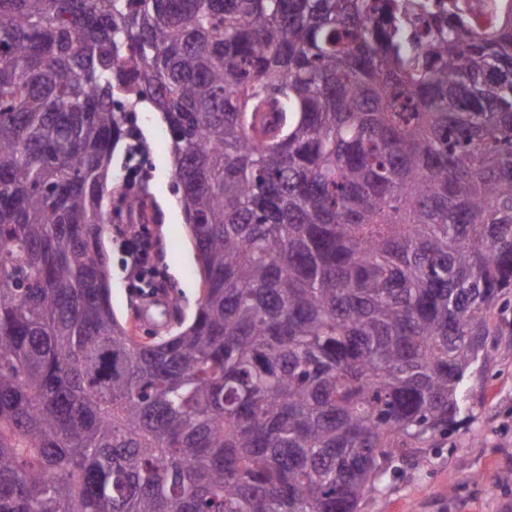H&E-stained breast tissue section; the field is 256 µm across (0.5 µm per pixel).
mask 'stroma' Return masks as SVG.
<instances>
[{
	"label": "stroma",
	"mask_w": 512,
	"mask_h": 512,
	"mask_svg": "<svg viewBox=\"0 0 512 512\" xmlns=\"http://www.w3.org/2000/svg\"><path fill=\"white\" fill-rule=\"evenodd\" d=\"M146 143V171L140 184L159 216L147 223L157 253L154 274L176 289L185 313H193L201 283L195 252L176 202L170 143L158 140L156 113H137ZM110 256L112 306L125 318L145 291L126 266L124 240L115 231L103 238ZM493 363L468 374L462 385L460 423L442 447L424 443L397 462L362 512H512V304L494 314Z\"/></svg>",
	"instance_id": "1"
}]
</instances>
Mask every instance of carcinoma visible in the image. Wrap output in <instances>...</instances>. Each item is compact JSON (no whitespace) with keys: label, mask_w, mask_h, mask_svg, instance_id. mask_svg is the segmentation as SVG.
I'll return each mask as SVG.
<instances>
[{"label":"carcinoma","mask_w":512,"mask_h":512,"mask_svg":"<svg viewBox=\"0 0 512 512\" xmlns=\"http://www.w3.org/2000/svg\"><path fill=\"white\" fill-rule=\"evenodd\" d=\"M146 106L200 272L112 307ZM512 293V8L0 0V512H360L446 438ZM510 7L509 0H467L464 3V14L477 23H482L492 11H498L500 5ZM171 307V290H155L142 305L138 320L142 325L155 326L154 320L157 319V313L169 311Z\"/></svg>","instance_id":"obj_1"}]
</instances>
